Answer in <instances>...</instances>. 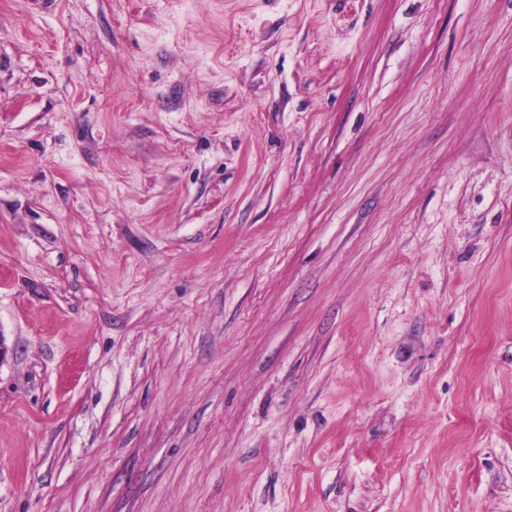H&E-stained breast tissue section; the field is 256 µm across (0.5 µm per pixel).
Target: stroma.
Instances as JSON below:
<instances>
[{"instance_id":"stroma-1","label":"stroma","mask_w":512,"mask_h":512,"mask_svg":"<svg viewBox=\"0 0 512 512\" xmlns=\"http://www.w3.org/2000/svg\"><path fill=\"white\" fill-rule=\"evenodd\" d=\"M0 512H512V0H0Z\"/></svg>"}]
</instances>
